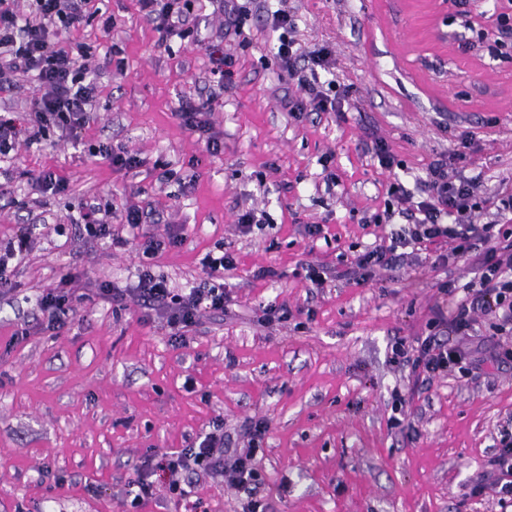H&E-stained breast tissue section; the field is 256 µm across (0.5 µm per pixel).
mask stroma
I'll list each match as a JSON object with an SVG mask.
<instances>
[{
    "instance_id": "1",
    "label": "stroma",
    "mask_w": 512,
    "mask_h": 512,
    "mask_svg": "<svg viewBox=\"0 0 512 512\" xmlns=\"http://www.w3.org/2000/svg\"><path fill=\"white\" fill-rule=\"evenodd\" d=\"M95 5L89 24L59 36L90 49L89 124L79 139L53 128L0 159V243L23 228L31 235L0 300V512H243L245 495L208 477L182 500L157 484L136 508L125 491L146 456L188 447L219 420L235 436L261 418L267 512H512L488 470L512 430V363L456 367L422 385L390 361L394 338L413 346L428 334L442 283L473 279L475 256L438 267L431 245L413 265L320 288L305 270L345 267L403 224L373 218L392 206L391 186L419 193L456 133L475 135L457 168L476 179L478 198L512 193V51L494 52L463 27L486 28L499 0H288L297 41L331 50L320 78L346 99L342 114L297 119L269 0H251L246 45L222 43L235 71L225 92L205 51L176 36L158 44L138 0ZM207 97L217 154L176 116L182 102ZM378 138L391 168L378 162ZM102 144L124 146L139 166L113 172L91 154ZM43 169L66 190L34 193L27 175ZM136 189L154 211L148 232L179 238L148 260L171 287L207 282L206 253L237 260L224 277L228 314L180 339L136 305L121 310L95 294L104 281L135 287L145 260L136 239H88L83 206L119 210ZM251 208L266 227L240 233L237 216ZM308 224L323 236L308 237ZM266 267L277 277H261ZM69 279L85 299L63 331L40 329L38 296ZM270 305L287 318L265 324Z\"/></svg>"
}]
</instances>
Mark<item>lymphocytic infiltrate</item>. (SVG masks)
I'll return each instance as SVG.
<instances>
[{"instance_id": "f902f5d3", "label": "lymphocytic infiltrate", "mask_w": 512, "mask_h": 512, "mask_svg": "<svg viewBox=\"0 0 512 512\" xmlns=\"http://www.w3.org/2000/svg\"><path fill=\"white\" fill-rule=\"evenodd\" d=\"M14 3L15 0H0V87L10 84L12 76L21 74L32 77L43 92L29 102L30 126L22 128L14 119L0 117V156L9 155L18 142L31 144L40 140L51 126L78 136L97 95L96 84L87 79L85 54L70 53L57 40L59 30L78 27L91 18L90 0H32L33 8L25 15L15 10ZM139 3L145 17L152 22L159 42L176 36L205 49L211 56L214 78L224 88L233 86L232 60L192 26L190 0H139ZM279 3L272 14L273 29L278 33L275 56L280 68L296 80L302 92L291 104L290 114L297 117L304 112L339 111L340 98L330 95L319 76L320 71L331 66L330 52L324 48L302 51L292 36L294 25L288 0ZM211 112L212 101L206 98L182 104L179 117L188 130L204 140L208 151L215 154L220 152L221 143L211 133ZM459 140V150L430 167L422 200H413L407 190L395 187V199L407 217L406 224L357 255L350 273L359 280H367L375 268L403 264L410 249L437 242L449 246L448 254L437 258L442 266L449 259L477 254V272L465 286L467 299L452 311L451 328L461 341L470 337L480 315L492 317L495 334L512 331V198L503 201L505 215L496 223H474L473 217L480 211L482 202L475 194L474 183L462 179L456 170L457 161L464 157V148L472 144L474 137L464 132ZM97 294L119 305L133 299L144 317L160 316L180 335L196 326L204 314L225 313L228 298L220 284L175 292L164 277L145 265L138 272L136 288L127 292L104 282L98 286ZM465 356L460 342L449 345L434 333L419 341L413 357L409 356L403 339H396L391 346L392 362L410 365L416 378L425 383L459 364ZM267 429V421H252L245 431L252 444L239 448L233 436L225 434L224 424L219 421L194 446L144 458L129 483L134 494L132 506H139L152 496L154 478L159 474L168 477L170 493L179 498L186 495L181 486L185 477L200 471L221 479L237 491L251 493L259 479L254 442Z\"/></svg>"}]
</instances>
